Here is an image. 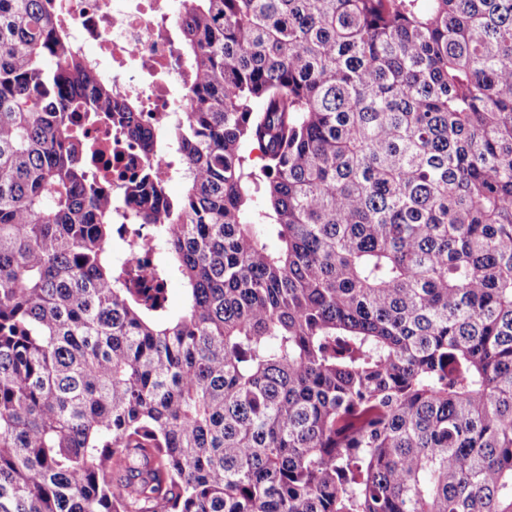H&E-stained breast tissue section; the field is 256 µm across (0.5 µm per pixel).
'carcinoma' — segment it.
I'll return each instance as SVG.
<instances>
[{"label":"carcinoma","instance_id":"obj_1","mask_svg":"<svg viewBox=\"0 0 512 512\" xmlns=\"http://www.w3.org/2000/svg\"><path fill=\"white\" fill-rule=\"evenodd\" d=\"M60 9L0 0V512H512V0H189L150 127ZM91 137L96 152L92 167L93 175L97 181L112 184V188H114L118 174L129 171L133 167V161L137 164L143 158H148L145 151L136 142H130L128 147L113 151L112 133L104 128L94 129ZM156 252L157 250L154 246H151L145 252H137L134 255L125 250L121 257V262L135 270L151 268L155 264L154 255ZM156 259L159 261V264H167L168 262V257L164 250L158 251ZM166 308L170 317H175L182 312L185 304V289L177 278H172L167 284Z\"/></svg>","mask_w":512,"mask_h":512}]
</instances>
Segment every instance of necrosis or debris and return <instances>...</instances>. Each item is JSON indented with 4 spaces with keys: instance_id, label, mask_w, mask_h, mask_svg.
<instances>
[{
    "instance_id": "1",
    "label": "necrosis or debris",
    "mask_w": 512,
    "mask_h": 512,
    "mask_svg": "<svg viewBox=\"0 0 512 512\" xmlns=\"http://www.w3.org/2000/svg\"><path fill=\"white\" fill-rule=\"evenodd\" d=\"M187 0H62L59 23L76 50L112 84L115 100L136 99L143 117L190 109V77L174 65L178 27ZM96 152L92 172L115 183L119 173L145 158L138 143L112 148V134L91 133Z\"/></svg>"
}]
</instances>
